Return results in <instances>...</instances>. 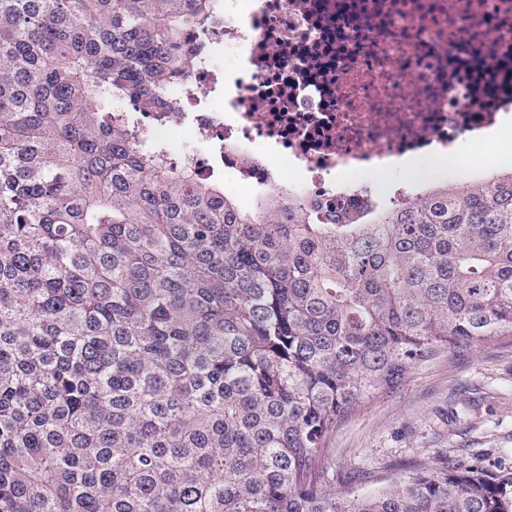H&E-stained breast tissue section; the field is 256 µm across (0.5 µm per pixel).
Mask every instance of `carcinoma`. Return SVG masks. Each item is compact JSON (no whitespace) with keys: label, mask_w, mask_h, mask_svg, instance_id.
Segmentation results:
<instances>
[{"label":"carcinoma","mask_w":512,"mask_h":512,"mask_svg":"<svg viewBox=\"0 0 512 512\" xmlns=\"http://www.w3.org/2000/svg\"><path fill=\"white\" fill-rule=\"evenodd\" d=\"M214 3L0 0V512H512L475 465L322 466L358 403L512 336V167L240 209L143 126Z\"/></svg>","instance_id":"1"}]
</instances>
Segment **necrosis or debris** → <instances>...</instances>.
Instances as JSON below:
<instances>
[{"label": "necrosis or debris", "instance_id": "obj_1", "mask_svg": "<svg viewBox=\"0 0 512 512\" xmlns=\"http://www.w3.org/2000/svg\"><path fill=\"white\" fill-rule=\"evenodd\" d=\"M216 36L172 92L199 152L252 188L354 197L372 161L440 153L458 181L488 179L457 154L512 116V0H217ZM243 51L235 78L223 48Z\"/></svg>", "mask_w": 512, "mask_h": 512}]
</instances>
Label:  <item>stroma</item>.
<instances>
[{
	"mask_svg": "<svg viewBox=\"0 0 512 512\" xmlns=\"http://www.w3.org/2000/svg\"><path fill=\"white\" fill-rule=\"evenodd\" d=\"M453 460L512 472V338L497 337L413 369L404 384L359 403L327 442L330 483L358 494Z\"/></svg>",
	"mask_w": 512,
	"mask_h": 512,
	"instance_id": "obj_1",
	"label": "stroma"
}]
</instances>
